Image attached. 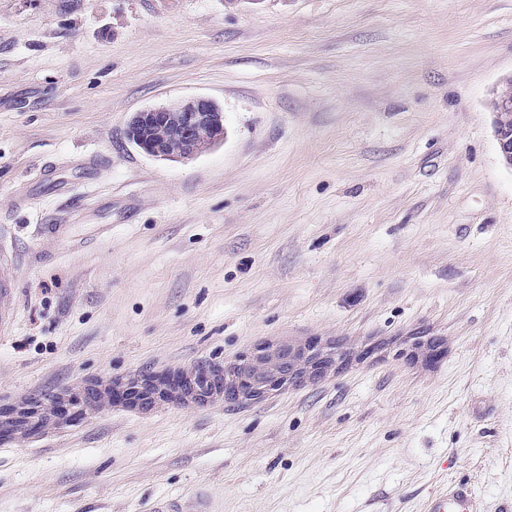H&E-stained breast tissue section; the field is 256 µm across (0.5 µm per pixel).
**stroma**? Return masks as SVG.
<instances>
[{
    "mask_svg": "<svg viewBox=\"0 0 512 512\" xmlns=\"http://www.w3.org/2000/svg\"><path fill=\"white\" fill-rule=\"evenodd\" d=\"M512 0H0V247L16 260L0 512H512ZM205 96L224 140L129 143ZM338 372L229 405L120 401L281 341ZM128 123L130 127L142 123L156 127L152 140L147 139L152 127H141L139 137L146 140L139 142L143 153L158 160L187 162L201 156L210 145L203 144V132L211 133V144L224 139V113L216 109L214 100L203 96L145 108ZM492 112L494 116V135L498 143L500 156L504 163L510 168H512V115H510L509 113L505 115L506 118L510 120V127L506 126L504 124V121L501 119L502 111H498L497 109L492 108ZM476 501L477 495L469 483L450 481L428 494L424 512H478Z\"/></svg>",
    "mask_w": 512,
    "mask_h": 512,
    "instance_id": "35a3bbf8",
    "label": "stroma"
}]
</instances>
